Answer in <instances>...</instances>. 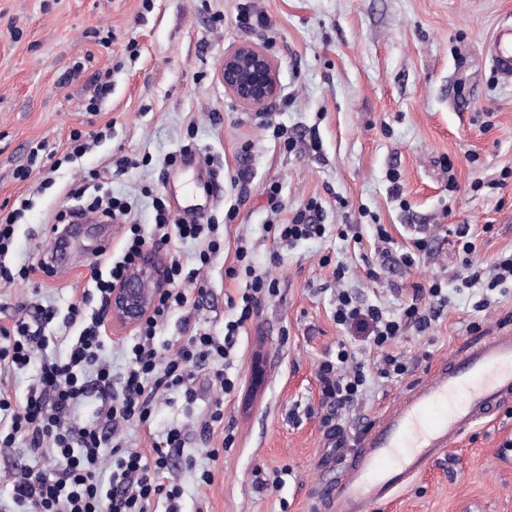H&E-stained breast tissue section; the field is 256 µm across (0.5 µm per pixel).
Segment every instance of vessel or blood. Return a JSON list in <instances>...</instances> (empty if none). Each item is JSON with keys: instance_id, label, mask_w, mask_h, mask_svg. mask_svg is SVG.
Here are the masks:
<instances>
[{"instance_id": "obj_1", "label": "vessel or blood", "mask_w": 512, "mask_h": 512, "mask_svg": "<svg viewBox=\"0 0 512 512\" xmlns=\"http://www.w3.org/2000/svg\"><path fill=\"white\" fill-rule=\"evenodd\" d=\"M493 66L512 72V26L485 47ZM512 400V329H498L415 385L349 453L320 492L336 512H370L439 458L467 430Z\"/></svg>"}]
</instances>
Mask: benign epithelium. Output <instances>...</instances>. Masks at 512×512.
I'll return each instance as SVG.
<instances>
[{"instance_id": "1", "label": "benign epithelium", "mask_w": 512, "mask_h": 512, "mask_svg": "<svg viewBox=\"0 0 512 512\" xmlns=\"http://www.w3.org/2000/svg\"><path fill=\"white\" fill-rule=\"evenodd\" d=\"M220 76L225 90L249 109H264L279 91L277 62L249 40L224 51ZM168 287L163 258L155 249L146 250L143 259L112 288L108 322L120 329L138 327L153 313L160 293Z\"/></svg>"}]
</instances>
